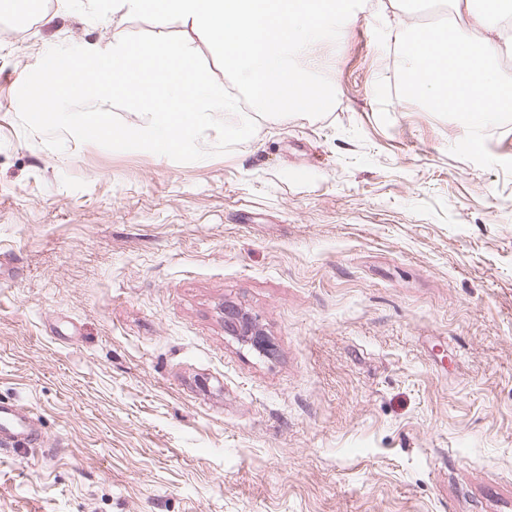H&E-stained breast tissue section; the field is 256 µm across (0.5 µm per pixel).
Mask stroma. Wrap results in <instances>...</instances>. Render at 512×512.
<instances>
[{"mask_svg":"<svg viewBox=\"0 0 512 512\" xmlns=\"http://www.w3.org/2000/svg\"><path fill=\"white\" fill-rule=\"evenodd\" d=\"M375 2L310 50L328 114L189 163L18 118L51 47L160 26L0 13V400L46 437L0 512H512V112L384 93ZM225 326L227 332L231 335L239 336L242 341L250 344L255 350H264L266 346L265 338L252 319L244 315H238L233 310L226 309Z\"/></svg>","mask_w":512,"mask_h":512,"instance_id":"1","label":"stroma"}]
</instances>
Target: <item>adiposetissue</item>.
<instances>
[{
    "label": "adipose tissue",
    "instance_id": "1",
    "mask_svg": "<svg viewBox=\"0 0 512 512\" xmlns=\"http://www.w3.org/2000/svg\"><path fill=\"white\" fill-rule=\"evenodd\" d=\"M447 23L424 30L402 50L403 72L437 112L464 116L469 125L487 124L512 112V76L497 60L512 54V0H448Z\"/></svg>",
    "mask_w": 512,
    "mask_h": 512
}]
</instances>
